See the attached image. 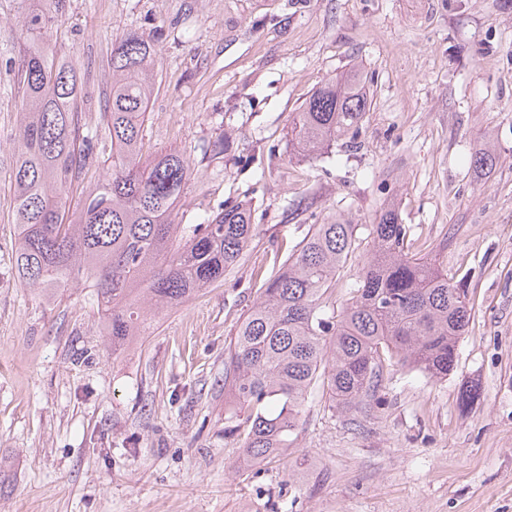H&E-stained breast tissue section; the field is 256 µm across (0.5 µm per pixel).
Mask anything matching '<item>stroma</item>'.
Segmentation results:
<instances>
[{
    "label": "stroma",
    "instance_id": "obj_1",
    "mask_svg": "<svg viewBox=\"0 0 512 512\" xmlns=\"http://www.w3.org/2000/svg\"><path fill=\"white\" fill-rule=\"evenodd\" d=\"M28 6L0 0V512H512V0H66L50 44L80 69L83 127L99 128L113 43L153 36L144 153L193 169L176 223L246 202L255 226L223 282L145 311L118 353L89 289L49 301L17 277L6 62ZM355 65L371 101L355 144L298 155L296 112ZM489 149L496 165L474 167ZM390 206L470 301L453 370L389 365L351 411L313 390L287 456L240 465L243 414L224 404L237 323L339 216L355 226L335 282L348 298Z\"/></svg>",
    "mask_w": 512,
    "mask_h": 512
}]
</instances>
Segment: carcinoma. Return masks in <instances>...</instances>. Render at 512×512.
Returning <instances> with one entry per match:
<instances>
[{
    "mask_svg": "<svg viewBox=\"0 0 512 512\" xmlns=\"http://www.w3.org/2000/svg\"><path fill=\"white\" fill-rule=\"evenodd\" d=\"M63 0L28 11L17 92L21 112L12 170L16 267L46 298L79 280L93 289L112 351L140 336L145 307L162 309L224 278L253 237L250 210L226 205L198 224L174 209L192 170L180 151L151 160L142 131L157 70L153 38L126 32L112 46L100 124L111 164L99 168L97 136L83 134L77 66L57 58L49 25ZM369 109L363 71L317 88L296 113L293 148L314 157L356 135ZM91 177L75 208L67 188ZM355 225L315 224L242 319L224 360V399L247 410L243 457L257 462L292 447L311 390L356 409L383 381L382 351L431 377L453 370L471 309L434 263L408 251L407 228L385 211L371 228L359 286L327 311L336 273L354 252Z\"/></svg>",
    "mask_w": 512,
    "mask_h": 512,
    "instance_id": "carcinoma-1",
    "label": "carcinoma"
}]
</instances>
